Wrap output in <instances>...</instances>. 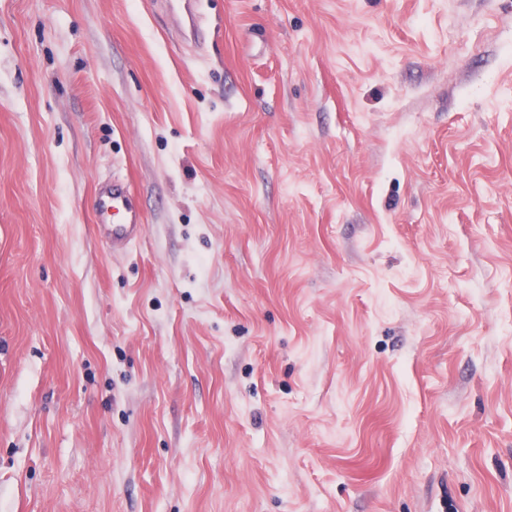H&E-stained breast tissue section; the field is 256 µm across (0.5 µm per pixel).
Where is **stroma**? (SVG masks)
I'll return each mask as SVG.
<instances>
[{
  "label": "stroma",
  "mask_w": 512,
  "mask_h": 512,
  "mask_svg": "<svg viewBox=\"0 0 512 512\" xmlns=\"http://www.w3.org/2000/svg\"><path fill=\"white\" fill-rule=\"evenodd\" d=\"M197 23L0 0V512H512V0ZM93 210L112 237V248L126 246L142 235L143 215L124 181L112 180L99 185L94 194ZM117 214L121 216V223L108 224Z\"/></svg>",
  "instance_id": "stroma-1"
}]
</instances>
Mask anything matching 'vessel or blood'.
<instances>
[{
	"instance_id": "1",
	"label": "vessel or blood",
	"mask_w": 512,
	"mask_h": 512,
	"mask_svg": "<svg viewBox=\"0 0 512 512\" xmlns=\"http://www.w3.org/2000/svg\"><path fill=\"white\" fill-rule=\"evenodd\" d=\"M93 210L101 224L106 225L113 247H122L138 239L143 232V215L133 202L128 185L114 180L98 186L94 194ZM120 223H113V216Z\"/></svg>"
}]
</instances>
